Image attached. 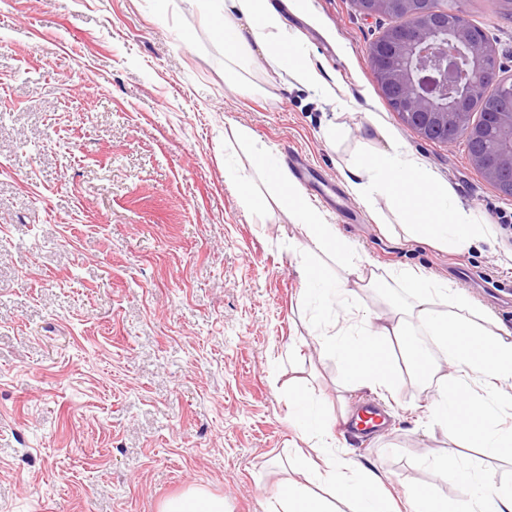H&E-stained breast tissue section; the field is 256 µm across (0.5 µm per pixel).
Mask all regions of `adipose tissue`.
<instances>
[{
  "label": "adipose tissue",
  "instance_id": "ef3b65f1",
  "mask_svg": "<svg viewBox=\"0 0 512 512\" xmlns=\"http://www.w3.org/2000/svg\"><path fill=\"white\" fill-rule=\"evenodd\" d=\"M228 5L246 24L227 22L216 29L229 62L227 84L237 82L239 74L232 63L253 43L272 66L319 87V75L295 49L282 16L268 0H214L212 8L219 12ZM254 166L274 184L279 207L291 212L306 231L309 245L297 266L306 302L354 320L351 331L323 333L320 317L312 319L321 354L342 364V387L349 392L365 388L382 396L393 391L398 368H405L426 384L431 416L451 428L456 444L475 446L488 456L512 462V424L503 425L500 417L504 409L512 410V329L495 324L492 315L471 303L453 282L431 278L417 269L396 275L412 291L407 307H394L385 314L355 310L359 292L374 282L373 276L362 272L357 251L337 236L335 226L307 200L269 149H255ZM347 186L360 198L375 193L388 198L394 211L405 216L403 231L414 241L463 250L491 234L488 224L476 222L455 202L446 183L409 155H369ZM316 250L331 252L349 270L350 280L328 277L311 260ZM417 326L432 337L439 357H432L415 338ZM293 409L301 433L310 441L309 448L298 451L293 461L303 479L287 481L266 512H334L336 499L350 504L351 512H395L373 474L356 467L337 447L324 407L298 392ZM434 469L440 474L454 473L462 497L449 500L412 490L407 497L410 512H512V489L495 486L485 472L455 454L437 460ZM312 483L322 485L325 496L310 494Z\"/></svg>",
  "mask_w": 512,
  "mask_h": 512
}]
</instances>
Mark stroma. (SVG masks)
Here are the masks:
<instances>
[{
	"mask_svg": "<svg viewBox=\"0 0 512 512\" xmlns=\"http://www.w3.org/2000/svg\"><path fill=\"white\" fill-rule=\"evenodd\" d=\"M269 3L330 94L255 45L227 85L204 0H170L161 15L153 0H0V512H159L193 486L227 512H266L305 445L289 409L298 389L396 500L461 496L433 468L452 441L421 383L401 377L383 435L347 427L369 393L338 387L339 362L307 329L302 227L242 207L236 178L273 189L235 130L329 183L299 185L365 269L452 281L509 328L511 241L456 253L408 241L387 200H360L346 178L399 150L476 219L512 218V197L464 142L422 139L384 99L369 45L387 18L352 0ZM457 7L512 74V0Z\"/></svg>",
	"mask_w": 512,
	"mask_h": 512,
	"instance_id": "stroma-1",
	"label": "stroma"
}]
</instances>
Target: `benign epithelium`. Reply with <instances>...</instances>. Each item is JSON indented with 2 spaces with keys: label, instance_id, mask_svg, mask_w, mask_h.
I'll list each match as a JSON object with an SVG mask.
<instances>
[{
  "label": "benign epithelium",
  "instance_id": "obj_1",
  "mask_svg": "<svg viewBox=\"0 0 512 512\" xmlns=\"http://www.w3.org/2000/svg\"><path fill=\"white\" fill-rule=\"evenodd\" d=\"M391 24L370 44L381 92L403 124L446 146L465 140L476 169L512 196V77L492 42L477 40L437 0H353ZM479 119L473 120L474 113Z\"/></svg>",
  "mask_w": 512,
  "mask_h": 512
}]
</instances>
